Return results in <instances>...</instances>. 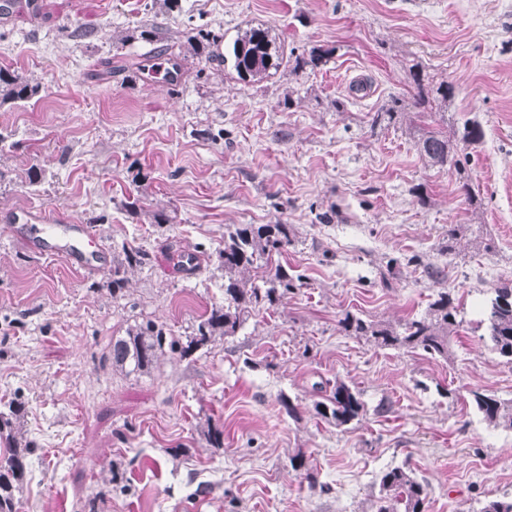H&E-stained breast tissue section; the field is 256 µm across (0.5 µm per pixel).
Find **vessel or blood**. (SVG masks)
I'll use <instances>...</instances> for the list:
<instances>
[{
    "mask_svg": "<svg viewBox=\"0 0 512 512\" xmlns=\"http://www.w3.org/2000/svg\"><path fill=\"white\" fill-rule=\"evenodd\" d=\"M14 222L22 226L21 240L40 257H58L67 266L86 275L100 271L108 253L94 243L89 225L70 215L26 208L15 213Z\"/></svg>",
    "mask_w": 512,
    "mask_h": 512,
    "instance_id": "b4317fda",
    "label": "vessel or blood"
}]
</instances>
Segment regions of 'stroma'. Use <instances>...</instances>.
I'll return each mask as SVG.
<instances>
[{
	"label": "stroma",
	"instance_id": "35a3bbf8",
	"mask_svg": "<svg viewBox=\"0 0 512 512\" xmlns=\"http://www.w3.org/2000/svg\"><path fill=\"white\" fill-rule=\"evenodd\" d=\"M258 23L285 49L335 53L249 82L190 49L199 30L227 47ZM150 25L161 41L140 38ZM170 57L178 81L155 83L147 68ZM0 67L40 87L0 106V401L24 403L18 432L34 446L20 512H376L379 479L398 466L425 481V512L512 499V430L473 406L477 391L512 400V364L483 342L476 309L512 279L507 0H181L172 13L160 0H29L0 15ZM413 69L454 87L432 105L440 127L474 118L484 129L459 151L463 173L416 150L427 123L413 116ZM359 81L366 95L352 94ZM394 99L406 118L374 123ZM22 207L62 210L149 262L113 297L111 267L82 276L13 241L6 226ZM232 224L292 225L276 261L303 286L192 357L114 370L108 348L134 322L182 336L223 304L214 256ZM452 224L479 226L491 248L465 237L448 249ZM183 250L198 271L173 266ZM442 286L462 321L449 359L338 326L348 312L423 316ZM339 380L365 404L344 427L315 410ZM298 454L316 486L292 467Z\"/></svg>",
	"mask_w": 512,
	"mask_h": 512
}]
</instances>
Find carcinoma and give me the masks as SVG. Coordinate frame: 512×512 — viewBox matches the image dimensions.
<instances>
[{
  "instance_id": "carcinoma-1",
  "label": "carcinoma",
  "mask_w": 512,
  "mask_h": 512,
  "mask_svg": "<svg viewBox=\"0 0 512 512\" xmlns=\"http://www.w3.org/2000/svg\"><path fill=\"white\" fill-rule=\"evenodd\" d=\"M193 54L210 64H230L239 79L260 82L282 65L293 71L306 66L327 64L335 53L333 48L316 47L309 56L286 52L269 28L262 25L245 29L231 47L219 51L216 39L207 35L190 42ZM410 82L417 90V105L426 107L431 99L446 102L454 96L453 86L441 83L431 87L417 71H410ZM38 93V86L28 82L8 68L0 67V105L27 101ZM483 138L476 121L467 122L459 133L427 130L416 142L425 162L438 168H459V144H475ZM293 230L289 224H237L224 236V247L216 251L219 265L224 268V304L215 306L200 319L191 335L181 339L164 324L147 319L129 327L126 335L112 340L109 358L112 367L128 374L147 371L168 352L187 358L208 345L216 336L234 335L246 317L260 307L272 308L301 286L300 278L289 273L288 267H266L260 279L251 276L258 262L280 254L293 245ZM149 254L139 248H125L112 258V293H120L128 283L127 273L148 263ZM458 305L449 288H440L429 304L424 317H415L396 326L375 322L345 313L339 320L348 336L365 338L379 347L420 349L432 358H448V338L460 327ZM481 323L485 324V339L492 350L512 364V281L502 282L493 289ZM473 402L484 420L495 427L512 429V401L496 395L473 392ZM365 405L356 387L336 381L330 394L316 403L317 414L337 427L359 418ZM23 406L14 402L0 410V438L9 442L0 454V512H19L20 499L16 492L23 478L26 460L32 448L16 437V423ZM426 487L407 467L393 468L380 479L377 512H424Z\"/></svg>"
}]
</instances>
